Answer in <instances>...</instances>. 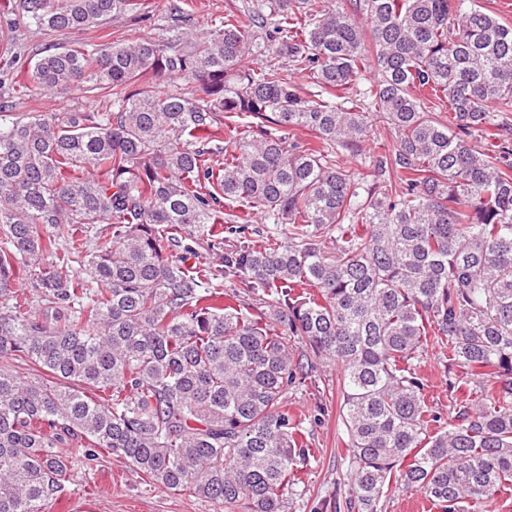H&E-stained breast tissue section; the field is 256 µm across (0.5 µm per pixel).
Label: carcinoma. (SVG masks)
I'll use <instances>...</instances> for the list:
<instances>
[{
	"label": "carcinoma",
	"mask_w": 512,
	"mask_h": 512,
	"mask_svg": "<svg viewBox=\"0 0 512 512\" xmlns=\"http://www.w3.org/2000/svg\"><path fill=\"white\" fill-rule=\"evenodd\" d=\"M466 2L241 0L198 40L170 0L162 37L50 44L18 71L20 27L158 0H0V512H48L103 453L224 512H284L307 455L285 395L316 369L296 339L338 367L347 512L392 485L493 512L512 487V125L488 108L512 115V21ZM369 69L399 141L357 178L331 151L363 154ZM33 87L74 104L14 111ZM256 217L275 231L247 233ZM182 234L199 263L173 254ZM234 278L255 303L224 301ZM435 349L446 426L417 373Z\"/></svg>",
	"instance_id": "obj_1"
}]
</instances>
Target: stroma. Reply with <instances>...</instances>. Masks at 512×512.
<instances>
[{
  "instance_id": "35a3bbf8",
  "label": "stroma",
  "mask_w": 512,
  "mask_h": 512,
  "mask_svg": "<svg viewBox=\"0 0 512 512\" xmlns=\"http://www.w3.org/2000/svg\"><path fill=\"white\" fill-rule=\"evenodd\" d=\"M158 20L141 21L131 16L108 20L101 28L84 33L57 32L51 35L33 29L15 34L18 43L17 66H25L46 44L66 45L85 38L97 40L100 34L134 29L145 37H157ZM424 394L443 420H450L453 406L448 391V357L437 351L423 356L420 368ZM341 395L335 364H319L304 384L289 388L286 401L290 411L302 421L310 454L300 471L304 488L289 496L285 512H321L324 501L347 493L350 464L345 448L347 434L338 418ZM50 512H223L212 502L177 495L142 481L132 467L116 457H100L92 466L72 470L59 503Z\"/></svg>"
}]
</instances>
